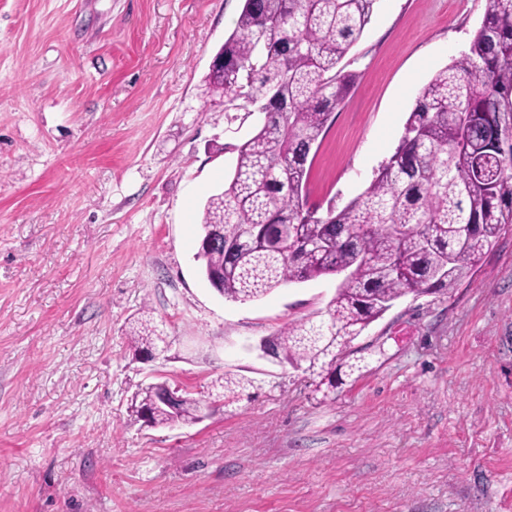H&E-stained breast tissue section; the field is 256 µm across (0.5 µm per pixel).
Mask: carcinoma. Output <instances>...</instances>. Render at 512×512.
I'll return each mask as SVG.
<instances>
[{"label":"carcinoma","instance_id":"cac0c4a2","mask_svg":"<svg viewBox=\"0 0 512 512\" xmlns=\"http://www.w3.org/2000/svg\"><path fill=\"white\" fill-rule=\"evenodd\" d=\"M376 0H244L217 54L224 69L208 88L224 96V119L262 115L235 147L224 189L204 205L200 237L224 233V246L197 256L210 286L247 303L289 283L343 279L326 317L271 337L275 358L306 365L328 397L351 343L409 293L453 292L473 276L501 231L512 226V0H485L469 50L419 92L394 153L367 188L326 215L307 206L309 155L356 75L339 68L362 37ZM288 225L277 247L255 243L249 227ZM128 335L147 354L166 344L149 321ZM250 380L224 376V405ZM155 383L137 392L133 412L155 424L193 423L202 401L177 390L155 403Z\"/></svg>","mask_w":512,"mask_h":512}]
</instances>
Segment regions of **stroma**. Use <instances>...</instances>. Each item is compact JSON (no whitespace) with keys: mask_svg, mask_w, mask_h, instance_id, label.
I'll list each match as a JSON object with an SVG mask.
<instances>
[{"mask_svg":"<svg viewBox=\"0 0 512 512\" xmlns=\"http://www.w3.org/2000/svg\"><path fill=\"white\" fill-rule=\"evenodd\" d=\"M242 6L0 0V512H512V227L453 292L395 301L326 399L260 345L323 318L336 277L242 304L201 275L204 203L253 128L206 88ZM484 10L378 0L310 205L365 190ZM144 312L167 341L151 362L126 334ZM228 373L249 381L229 407ZM157 382L202 420L137 418Z\"/></svg>","mask_w":512,"mask_h":512,"instance_id":"stroma-1","label":"stroma"}]
</instances>
